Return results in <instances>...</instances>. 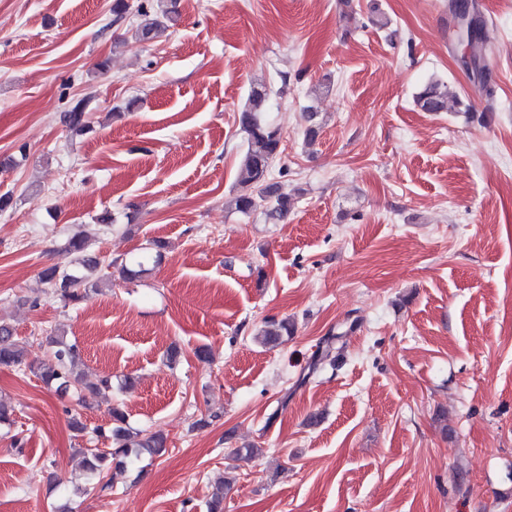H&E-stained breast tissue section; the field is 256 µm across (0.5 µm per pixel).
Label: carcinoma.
Listing matches in <instances>:
<instances>
[{
	"label": "carcinoma",
	"instance_id": "obj_1",
	"mask_svg": "<svg viewBox=\"0 0 512 512\" xmlns=\"http://www.w3.org/2000/svg\"><path fill=\"white\" fill-rule=\"evenodd\" d=\"M176 0H157V9L151 11L147 5H137L140 22L136 29L140 42L155 37L164 29L163 19L175 12ZM449 10L457 23L456 39L465 41L470 49L474 69L478 71V83L484 95L493 96L488 85L484 65L485 22L478 15L473 0H450ZM271 90L266 81L258 80L249 88L247 99L239 112L240 129L245 135L246 149L238 167L237 191L232 199L236 212L249 216L261 211L265 219L277 224L288 218L297 200L304 195L301 188L289 194L270 179V168L282 153V133L269 123L266 112ZM415 105L424 112H462L464 103L458 93L448 83L441 80L427 82L414 98ZM85 101H77L69 110V128L77 135L90 131L86 121ZM315 112L305 113L307 126L304 130V145L313 146L318 138L320 123ZM163 245L159 241H149L142 251L128 258H116L106 263L90 250L88 239L81 233L70 236L62 251L73 256L70 268L51 265L40 273V280L51 293L66 302H79L90 292L112 286V277L135 280L148 272L147 265L162 258ZM293 333V326L286 319H272L259 330L258 335L266 343H274L282 336ZM48 351L39 362L28 361L25 343L14 336V329L7 323H0V365L29 370L41 380L56 387V391H74L78 403L86 405L87 396L97 395L103 389L112 388V378L106 376L96 383L85 381L78 370L79 355L77 345L63 336L46 338ZM110 426L95 429L98 437L111 442L109 448H85L82 450L84 469L92 475H99L106 469L122 472L128 459L146 451L159 454L165 448V439L158 434H145L132 428L125 412L118 406L109 409Z\"/></svg>",
	"mask_w": 512,
	"mask_h": 512
}]
</instances>
